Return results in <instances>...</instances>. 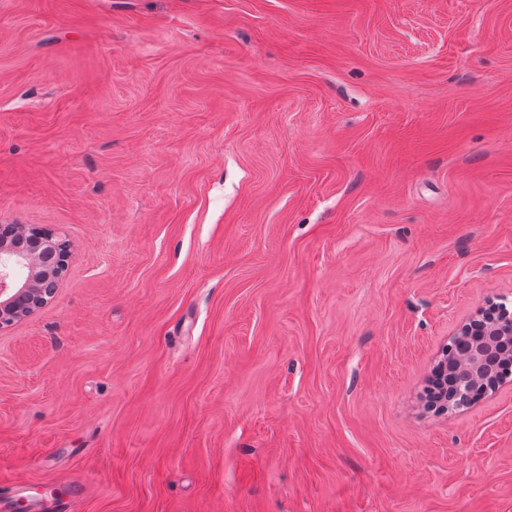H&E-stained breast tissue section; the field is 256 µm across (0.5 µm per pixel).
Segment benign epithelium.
<instances>
[{"label":"benign epithelium","mask_w":512,"mask_h":512,"mask_svg":"<svg viewBox=\"0 0 512 512\" xmlns=\"http://www.w3.org/2000/svg\"><path fill=\"white\" fill-rule=\"evenodd\" d=\"M26 231L25 225L0 224V329L32 315L55 296L58 280L47 277L43 258L56 257L63 268L69 258L68 244L49 230L37 236V250L16 251L13 243ZM511 314L507 305L493 302L469 319L458 331L467 345V358L461 364L444 358L436 372L445 373L451 367L472 380L493 375L502 350L500 341H512V320L504 321Z\"/></svg>","instance_id":"benign-epithelium-1"}]
</instances>
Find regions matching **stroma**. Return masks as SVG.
Instances as JSON below:
<instances>
[{"label":"stroma","instance_id":"35a3bbf8","mask_svg":"<svg viewBox=\"0 0 512 512\" xmlns=\"http://www.w3.org/2000/svg\"><path fill=\"white\" fill-rule=\"evenodd\" d=\"M0 485L81 512H512V0H0ZM27 229L21 224H0V329L32 315L55 296L58 278L47 277L43 258H58L63 269L69 258L68 244L47 229L36 237V251L17 252L13 243ZM512 315L506 304H489L488 308L481 310L476 316L464 323L457 337L448 344L449 357L454 359L463 355V344L458 341V336H465L467 345V358L463 365L450 364L453 369L466 374V379L477 380L478 377L487 378L494 374V367L500 357L502 344L500 341L507 339L512 344V320L501 322L503 318ZM509 375L512 376V354L509 355L507 351L506 355L502 357V362L499 364V368L495 375L484 380L476 389L473 388L470 391L469 403L475 401L487 390H492L504 377H506V379L509 378Z\"/></svg>","mask_w":512,"mask_h":512}]
</instances>
